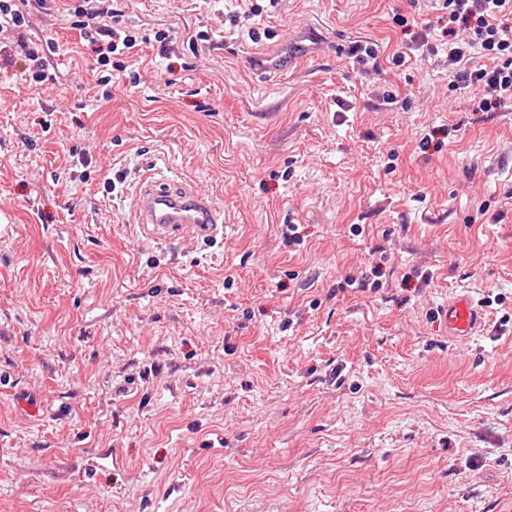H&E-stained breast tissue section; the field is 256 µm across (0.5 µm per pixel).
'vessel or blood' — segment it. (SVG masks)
Wrapping results in <instances>:
<instances>
[{"label":"vessel or blood","instance_id":"obj_1","mask_svg":"<svg viewBox=\"0 0 512 512\" xmlns=\"http://www.w3.org/2000/svg\"><path fill=\"white\" fill-rule=\"evenodd\" d=\"M138 220L158 240L176 236L181 225H190L195 236L214 240L225 231L224 210L213 198L199 194H176L167 183L151 181L140 185L134 195ZM448 325V338L456 342L474 341L482 326L483 314L474 298L461 293L440 311Z\"/></svg>","mask_w":512,"mask_h":512}]
</instances>
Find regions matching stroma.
Instances as JSON below:
<instances>
[{"instance_id": "35a3bbf8", "label": "stroma", "mask_w": 512, "mask_h": 512, "mask_svg": "<svg viewBox=\"0 0 512 512\" xmlns=\"http://www.w3.org/2000/svg\"><path fill=\"white\" fill-rule=\"evenodd\" d=\"M80 2L0 30V512H512V104L456 88L443 0H278L256 42L247 0H93L105 64ZM149 168L223 240L146 238ZM114 11V10H113ZM110 9H78L74 8V26L79 28L83 39L88 42L97 56L106 62L109 55L123 53L124 49H131L136 44L133 36L127 35L121 26L122 15ZM18 37L25 52V80L30 83H40L46 80L49 76L52 77L51 73L46 71L47 60L42 55L46 52L43 43L33 42L32 40L25 38L23 33L19 34ZM440 317L448 324V339L456 342H471L482 326L483 314L474 298L461 293L448 300L441 309Z\"/></svg>"}]
</instances>
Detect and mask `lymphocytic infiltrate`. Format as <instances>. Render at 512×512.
<instances>
[{
  "label": "lymphocytic infiltrate",
  "instance_id": "obj_1",
  "mask_svg": "<svg viewBox=\"0 0 512 512\" xmlns=\"http://www.w3.org/2000/svg\"><path fill=\"white\" fill-rule=\"evenodd\" d=\"M448 24L441 30L448 65L463 87L478 90L481 111L491 112L512 102V0H444ZM75 25L101 59L132 48V36L109 9L75 10ZM483 64L468 67L471 55Z\"/></svg>",
  "mask_w": 512,
  "mask_h": 512
}]
</instances>
